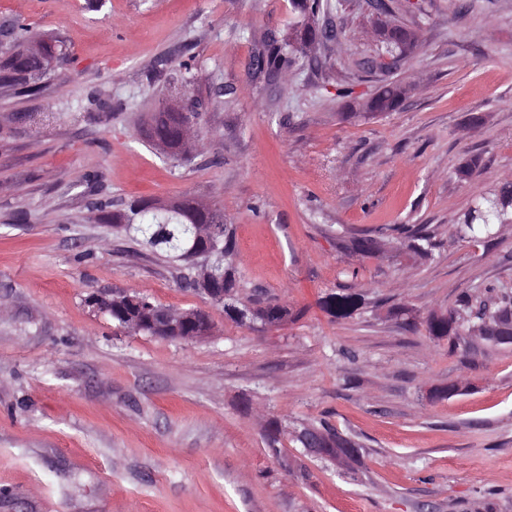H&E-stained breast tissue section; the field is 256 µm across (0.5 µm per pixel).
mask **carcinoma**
Returning <instances> with one entry per match:
<instances>
[{"label": "carcinoma", "mask_w": 512, "mask_h": 512, "mask_svg": "<svg viewBox=\"0 0 512 512\" xmlns=\"http://www.w3.org/2000/svg\"><path fill=\"white\" fill-rule=\"evenodd\" d=\"M344 0H291L293 10L301 20L290 31L279 36L269 37L258 53L267 79H276L288 70L300 57L309 62L317 61V53L327 43L339 38L326 27H310L308 21L319 14H329L342 6ZM24 31V24L16 22L11 27H0V53L5 59L0 62V82L5 85L36 84L46 73L41 59L30 56L16 48L15 41ZM393 34H386L381 28L382 46L376 56L389 55L403 58L415 46L405 43L401 34L408 31L402 25L392 26ZM400 87L387 86L380 90L368 104L374 114H384L395 110L401 103ZM177 117L159 101L156 109L149 113L145 122V135L156 145L174 137ZM512 216V181H505L493 191L481 194L463 215L459 233L464 239L489 238L495 233V226ZM112 223L126 230H133L143 237L144 243L166 258L188 265L191 274L184 277L186 284L194 289L203 287L200 277L205 272L224 274V315L230 317V309L240 308L249 313L252 320L266 330L282 325L288 320V306L259 294L240 296L241 279L238 266L232 262L219 260L220 252H235V237L231 225L224 223V209L217 207L211 212H198L187 205L181 211L155 216L148 207V201L133 199L125 208L112 212ZM218 224L217 250L211 254L194 243L192 225ZM408 248L414 253L427 257L431 255V237L422 229L407 231ZM363 304L362 295L357 293H330L320 302L322 309L337 319L351 317ZM512 316V300L503 299L496 309H482L477 312L481 321H496L503 316ZM461 315L431 314L426 320L430 336L440 339L451 334L459 335Z\"/></svg>", "instance_id": "obj_1"}]
</instances>
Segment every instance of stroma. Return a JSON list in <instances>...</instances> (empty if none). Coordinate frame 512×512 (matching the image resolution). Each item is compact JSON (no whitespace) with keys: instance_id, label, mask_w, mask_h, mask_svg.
Masks as SVG:
<instances>
[{"instance_id":"1","label":"stroma","mask_w":512,"mask_h":512,"mask_svg":"<svg viewBox=\"0 0 512 512\" xmlns=\"http://www.w3.org/2000/svg\"><path fill=\"white\" fill-rule=\"evenodd\" d=\"M386 2L349 0L325 20L343 53L268 82L253 58L288 0H0V25L63 46L39 89L0 85V512H512V345L424 325L464 294L512 296V226L456 233L512 175V0ZM397 19L415 48L367 67ZM184 62L208 140L180 164L141 128ZM388 84L400 106L369 114ZM183 196L223 208L245 293L286 323L225 318L106 219ZM419 224L432 258L407 247ZM126 291L211 332L132 333L87 302ZM331 292L364 303L335 319ZM323 421L356 459L294 441Z\"/></svg>"}]
</instances>
